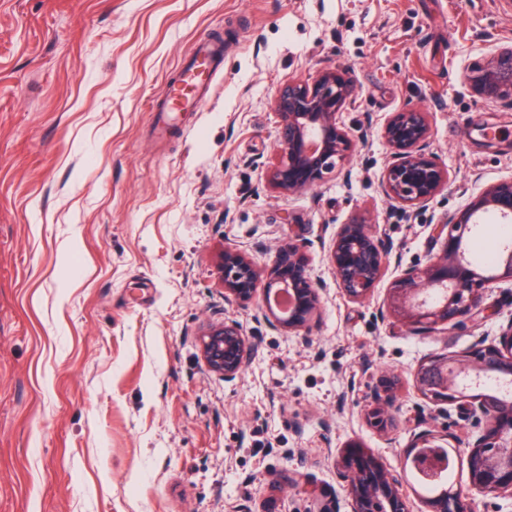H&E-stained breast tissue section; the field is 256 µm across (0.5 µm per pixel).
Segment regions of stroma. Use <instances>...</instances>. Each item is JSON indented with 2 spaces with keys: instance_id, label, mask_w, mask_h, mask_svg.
<instances>
[{
  "instance_id": "obj_1",
  "label": "stroma",
  "mask_w": 512,
  "mask_h": 512,
  "mask_svg": "<svg viewBox=\"0 0 512 512\" xmlns=\"http://www.w3.org/2000/svg\"><path fill=\"white\" fill-rule=\"evenodd\" d=\"M224 40L198 111L165 138L151 106L197 39ZM512 46V0H0V512H352L334 456L349 442L401 470L418 419L466 424L417 394L420 361L497 336L512 283L480 327L419 336L336 286L327 249L369 211L402 266L432 227L512 180V107L476 95L472 68ZM350 73L339 116L357 142L341 173L274 190L273 96L323 69ZM415 107L450 174L424 208L385 196L382 126ZM307 244L321 311L308 335L224 303L216 256L270 265ZM233 318L257 345L231 382L200 351ZM399 381L388 430L371 390ZM305 476L297 487L273 481Z\"/></svg>"
}]
</instances>
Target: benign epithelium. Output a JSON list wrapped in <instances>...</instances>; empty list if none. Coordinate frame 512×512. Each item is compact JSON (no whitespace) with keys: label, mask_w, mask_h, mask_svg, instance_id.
<instances>
[{"label":"benign epithelium","mask_w":512,"mask_h":512,"mask_svg":"<svg viewBox=\"0 0 512 512\" xmlns=\"http://www.w3.org/2000/svg\"><path fill=\"white\" fill-rule=\"evenodd\" d=\"M473 90L489 98L512 102V47L489 57L468 77ZM356 92L348 72L327 69L306 80L281 84L274 97L279 121L278 150L267 170L269 184L295 194L311 187L349 158L355 143L339 122V114ZM430 127L418 109L393 112L383 126L391 156L382 176L385 196L405 207H424L448 183L442 160L425 152ZM492 214L512 225V180L486 187L477 200L459 214L434 225L440 245L422 266H396L381 319L418 335L445 324L470 323L479 327L492 316L484 290L493 281L512 283V239L500 244L491 267L474 265L463 256L462 246L480 223ZM392 248L365 216L341 224L328 249L336 286L350 299L371 296L390 265ZM224 303L246 304L260 298L265 321L274 328L298 332L309 328L317 316L321 288L308 276L310 259L305 246L288 240L276 252L271 266L262 271L246 254L226 248L217 255ZM288 291V307L270 297ZM255 345L243 324L226 318L202 334L205 365L230 382L253 358ZM512 319L498 336L477 337L471 348L437 353L422 361L414 372V388L434 405H453L478 433L455 439L458 453L466 455L467 483L449 489L431 501L432 512H471L470 503L480 493L497 492L512 498ZM398 382L385 381L383 391L371 392L370 423L385 430L392 426ZM441 438L431 430L413 433L410 448H436ZM352 512H407L402 494L404 475L355 449L338 454ZM412 468L431 479L444 466L433 455L416 454Z\"/></svg>","instance_id":"7a95c632"}]
</instances>
